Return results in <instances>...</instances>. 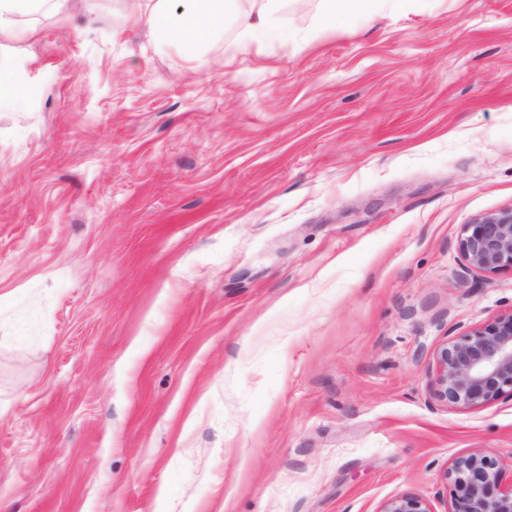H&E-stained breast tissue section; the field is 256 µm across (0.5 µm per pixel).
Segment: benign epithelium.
Instances as JSON below:
<instances>
[{
	"label": "benign epithelium",
	"mask_w": 512,
	"mask_h": 512,
	"mask_svg": "<svg viewBox=\"0 0 512 512\" xmlns=\"http://www.w3.org/2000/svg\"><path fill=\"white\" fill-rule=\"evenodd\" d=\"M458 247L468 263L487 274L512 268V208L476 217L464 226ZM435 397L457 408H472L512 395V312L442 346L435 358ZM449 512H512V487H501L499 462L472 454L448 471ZM380 512H431L426 501L405 495Z\"/></svg>",
	"instance_id": "1"
}]
</instances>
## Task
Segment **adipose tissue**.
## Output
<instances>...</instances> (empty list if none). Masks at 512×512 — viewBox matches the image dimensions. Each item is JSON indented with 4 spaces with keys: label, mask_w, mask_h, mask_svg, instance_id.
<instances>
[{
    "label": "adipose tissue",
    "mask_w": 512,
    "mask_h": 512,
    "mask_svg": "<svg viewBox=\"0 0 512 512\" xmlns=\"http://www.w3.org/2000/svg\"><path fill=\"white\" fill-rule=\"evenodd\" d=\"M172 0H154L136 14L135 19L157 45L192 46L220 38L224 34V0H181L173 8ZM72 0H0V40L16 41L26 36L22 16L49 12L69 16Z\"/></svg>",
    "instance_id": "obj_1"
}]
</instances>
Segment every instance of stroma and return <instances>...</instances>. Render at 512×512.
I'll list each match as a JSON object with an SVG mask.
<instances>
[{"label": "stroma", "instance_id": "35a3bbf8", "mask_svg": "<svg viewBox=\"0 0 512 512\" xmlns=\"http://www.w3.org/2000/svg\"><path fill=\"white\" fill-rule=\"evenodd\" d=\"M73 4L0 41V512H449L474 453L511 485L512 397L431 382L512 311L458 249L512 207V0H281L247 53L253 0L191 49ZM280 0H263L262 5L257 11L251 10L243 13L239 17V26L241 29V41L236 49L241 52L249 51L253 43L252 36L257 30L268 28L276 23L277 13L279 12ZM322 2L325 22L331 28L343 29L350 25L365 0H322ZM379 512H431V510L422 497L405 495L387 501Z\"/></svg>", "mask_w": 512, "mask_h": 512}]
</instances>
